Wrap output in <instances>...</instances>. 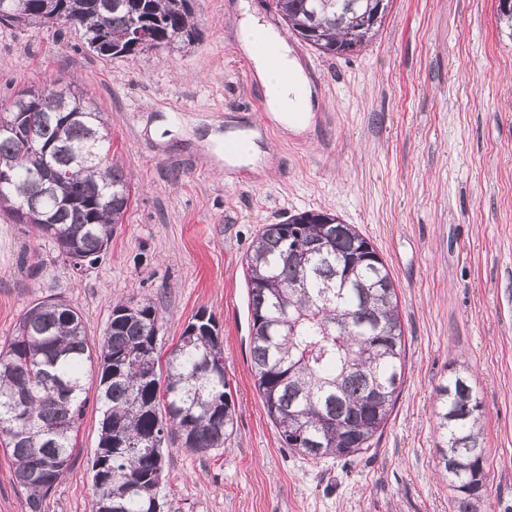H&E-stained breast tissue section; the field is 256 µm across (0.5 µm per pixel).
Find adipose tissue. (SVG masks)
Returning <instances> with one entry per match:
<instances>
[{
  "mask_svg": "<svg viewBox=\"0 0 512 512\" xmlns=\"http://www.w3.org/2000/svg\"><path fill=\"white\" fill-rule=\"evenodd\" d=\"M239 35L263 90L267 111L284 125H291L297 112L311 109L313 89L283 36L260 22L248 4H241Z\"/></svg>",
  "mask_w": 512,
  "mask_h": 512,
  "instance_id": "1",
  "label": "adipose tissue"
}]
</instances>
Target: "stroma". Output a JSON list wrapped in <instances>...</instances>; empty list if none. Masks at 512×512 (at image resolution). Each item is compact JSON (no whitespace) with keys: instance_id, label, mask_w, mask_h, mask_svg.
Listing matches in <instances>:
<instances>
[{"instance_id":"35a3bbf8","label":"stroma","mask_w":512,"mask_h":512,"mask_svg":"<svg viewBox=\"0 0 512 512\" xmlns=\"http://www.w3.org/2000/svg\"><path fill=\"white\" fill-rule=\"evenodd\" d=\"M241 0H190L194 45L101 58L58 23H0V108L31 86H72L103 112L132 199L107 253L73 268L0 210V340L32 303L78 307L90 343L113 306L152 299L162 346L198 310L224 336L238 414L230 444L164 449L165 512H456L437 467L435 389L468 367L486 413L487 489L471 512H512V31L495 0H389L365 47L288 45L315 89L300 132L258 124L241 59ZM258 132L261 165H225L219 138ZM327 211L386 263L407 340L404 383L378 441L353 463L281 447L253 386L242 261L264 225ZM96 389L44 512H91Z\"/></svg>"}]
</instances>
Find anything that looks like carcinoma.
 <instances>
[{
  "label": "carcinoma",
  "mask_w": 512,
  "mask_h": 512,
  "mask_svg": "<svg viewBox=\"0 0 512 512\" xmlns=\"http://www.w3.org/2000/svg\"><path fill=\"white\" fill-rule=\"evenodd\" d=\"M294 35L334 54L367 45L370 0H272ZM58 21L82 32L99 56L134 57L196 41L189 0H0V22ZM0 162L10 182L0 209L51 239L72 266L107 250L131 202L130 181L112 162L103 113L82 91H58L44 108L42 88L23 91L0 111ZM105 169L108 184L92 167ZM55 170L41 186L32 176ZM330 236L322 255L303 254ZM353 224L303 211L267 224L245 259L254 387L281 446L313 461H351L374 445L404 380L405 326L387 265ZM160 313L149 299L112 308L101 343H89L82 312L60 297L32 305L17 333L0 343V437L29 512L68 470L87 403L99 377L102 420L91 470L96 512H164L163 445L175 437L195 453L224 447L237 414L215 318L198 311L175 346H158ZM438 465L457 494L458 512L487 484L483 405L467 370L436 388Z\"/></svg>",
  "instance_id": "1"
}]
</instances>
